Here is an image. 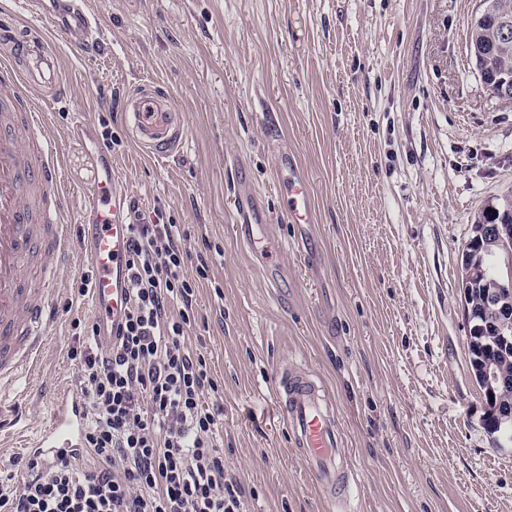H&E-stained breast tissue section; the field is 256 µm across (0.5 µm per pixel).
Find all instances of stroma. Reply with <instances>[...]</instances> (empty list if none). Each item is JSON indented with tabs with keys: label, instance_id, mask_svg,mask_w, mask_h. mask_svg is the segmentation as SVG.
I'll list each match as a JSON object with an SVG mask.
<instances>
[{
	"label": "stroma",
	"instance_id": "stroma-1",
	"mask_svg": "<svg viewBox=\"0 0 512 512\" xmlns=\"http://www.w3.org/2000/svg\"><path fill=\"white\" fill-rule=\"evenodd\" d=\"M104 49L53 37L66 101L46 115L70 216L107 146L132 201L180 225L194 269L209 258L191 345L223 388L224 465L251 512H324L280 421L274 373L307 368L339 408L360 490L356 512H512V445L494 447L470 367L460 299L472 222L512 192V104L470 56L479 0H93ZM142 84L174 99L186 133L158 159L133 141L123 100ZM89 139L69 140L74 113ZM294 154L314 209L300 240L275 189L274 150ZM284 241L271 286L241 247L240 181ZM59 275L54 336L0 437L10 473L59 382L79 385L72 319H90Z\"/></svg>",
	"mask_w": 512,
	"mask_h": 512
}]
</instances>
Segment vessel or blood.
Listing matches in <instances>:
<instances>
[{"label": "vessel or blood", "instance_id": "b4317fda", "mask_svg": "<svg viewBox=\"0 0 512 512\" xmlns=\"http://www.w3.org/2000/svg\"><path fill=\"white\" fill-rule=\"evenodd\" d=\"M23 3L25 28L0 53V390L38 369L49 336L57 272L72 252H80L95 271L89 301L100 346L115 339L130 299L126 260L131 215L125 193L117 189L111 155L103 154L100 177L82 193L80 245L75 248L68 233L59 158L39 133L42 106H54L62 94L45 32L55 28L85 58H96L103 47L96 14L89 0ZM125 110L142 149L158 158L176 153L185 123L168 95L141 88L128 95ZM275 166L286 214L292 223L309 224L308 188L288 176L292 158L278 155ZM232 218L259 265L279 269L284 246L250 185L239 188ZM274 397L329 512H352L355 478L342 447L335 400L307 369L293 363L277 369ZM87 416V400L79 389L57 387L44 425L22 446L24 455L44 464L70 458L82 445Z\"/></svg>", "mask_w": 512, "mask_h": 512}]
</instances>
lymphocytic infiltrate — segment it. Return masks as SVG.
I'll list each match as a JSON object with an SVG mask.
<instances>
[{"label":"lymphocytic infiltrate","mask_w":512,"mask_h":512,"mask_svg":"<svg viewBox=\"0 0 512 512\" xmlns=\"http://www.w3.org/2000/svg\"><path fill=\"white\" fill-rule=\"evenodd\" d=\"M131 297L121 337L103 349L94 326L71 322V348L88 400L90 463L0 478V512H247L245 490L224 469V406L203 354L189 350L193 298L210 270L187 275L179 225L162 211L130 227Z\"/></svg>","instance_id":"f902f5d3"}]
</instances>
